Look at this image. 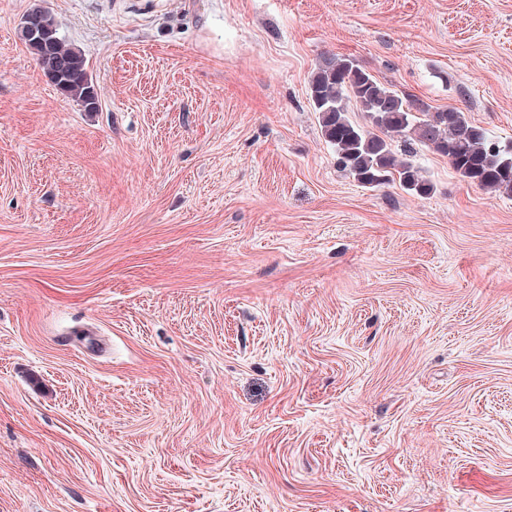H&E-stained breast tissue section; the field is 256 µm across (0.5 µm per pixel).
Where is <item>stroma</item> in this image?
<instances>
[{
	"instance_id": "stroma-1",
	"label": "stroma",
	"mask_w": 512,
	"mask_h": 512,
	"mask_svg": "<svg viewBox=\"0 0 512 512\" xmlns=\"http://www.w3.org/2000/svg\"><path fill=\"white\" fill-rule=\"evenodd\" d=\"M325 55L512 142V0H0V512H512V195L340 172ZM34 15L35 24L43 29L54 32L57 38L55 44L40 50L34 51L29 40L23 35V28L20 29V39L37 56L39 63L46 74L63 92L68 93L79 101L87 112L97 110V97L90 96L91 89H95L89 76L86 61L80 51L65 45L59 38L57 27L53 17L46 11L35 9L28 15Z\"/></svg>"
}]
</instances>
